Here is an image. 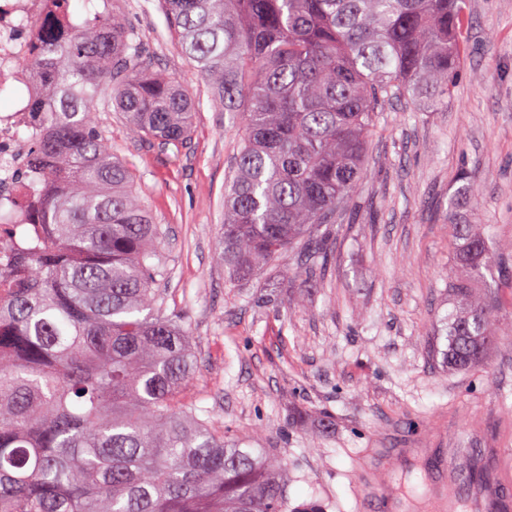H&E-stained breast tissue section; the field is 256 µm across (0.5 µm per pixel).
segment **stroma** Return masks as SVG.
Wrapping results in <instances>:
<instances>
[{
    "instance_id": "1",
    "label": "stroma",
    "mask_w": 512,
    "mask_h": 512,
    "mask_svg": "<svg viewBox=\"0 0 512 512\" xmlns=\"http://www.w3.org/2000/svg\"><path fill=\"white\" fill-rule=\"evenodd\" d=\"M147 58L177 78L194 107L180 147L138 142L112 102L98 120L132 169L160 224L167 315L196 348L185 400L235 441L284 459L290 506L362 512L368 476L392 448L414 454L398 473L442 476L464 451L512 449V283L498 284V342L483 365L452 373L434 353L454 303L455 225L477 226L512 252V0H467L466 59L437 112L382 113L350 218L320 233L324 273L296 252L247 281L219 261L224 188L241 138L238 117L213 99L185 56L160 0H114ZM481 185L466 203L458 174Z\"/></svg>"
}]
</instances>
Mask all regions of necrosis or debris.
Listing matches in <instances>:
<instances>
[{
	"mask_svg": "<svg viewBox=\"0 0 512 512\" xmlns=\"http://www.w3.org/2000/svg\"><path fill=\"white\" fill-rule=\"evenodd\" d=\"M33 18L41 19L44 28L60 37L77 25L73 18H61L56 0H0V85L17 91L11 107L0 111V217L7 219L0 224V265L4 267L23 243L14 227L26 221L27 192L13 175L42 129L35 107L42 99L44 82L21 64L36 41V32L28 27Z\"/></svg>",
	"mask_w": 512,
	"mask_h": 512,
	"instance_id": "4bbe7bcc",
	"label": "necrosis or debris"
}]
</instances>
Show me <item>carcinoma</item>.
Here are the masks:
<instances>
[{
    "instance_id": "cac0c4a2",
    "label": "carcinoma",
    "mask_w": 512,
    "mask_h": 512,
    "mask_svg": "<svg viewBox=\"0 0 512 512\" xmlns=\"http://www.w3.org/2000/svg\"><path fill=\"white\" fill-rule=\"evenodd\" d=\"M184 54L240 115L224 191L220 260L230 279L297 247L331 262L319 227L338 224L368 143L394 103L448 104L463 63V0H162ZM24 65L44 78L42 133L26 244L0 267V512H324L289 509L281 464L224 440L182 398L196 368L181 322L164 312L161 225L112 157L97 121L104 84L141 141L179 147L193 105L140 56L117 11L88 13ZM448 282L458 305L441 366L480 364L499 312L475 283L512 281L471 224Z\"/></svg>"
}]
</instances>
